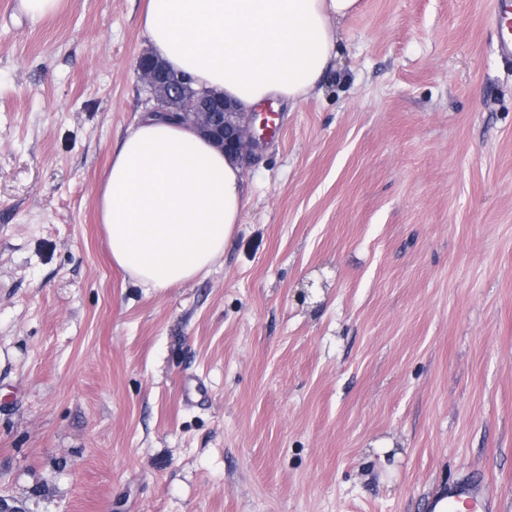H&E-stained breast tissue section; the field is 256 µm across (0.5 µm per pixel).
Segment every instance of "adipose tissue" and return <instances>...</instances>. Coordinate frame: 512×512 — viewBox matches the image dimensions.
<instances>
[{
  "label": "adipose tissue",
  "mask_w": 512,
  "mask_h": 512,
  "mask_svg": "<svg viewBox=\"0 0 512 512\" xmlns=\"http://www.w3.org/2000/svg\"><path fill=\"white\" fill-rule=\"evenodd\" d=\"M361 8L362 0H147L141 25L171 70L248 113L314 90L338 55L336 23ZM248 200L241 160L146 112L112 150L99 211L113 263L139 287L164 290L211 273Z\"/></svg>",
  "instance_id": "1"
}]
</instances>
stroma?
<instances>
[{"instance_id":"35a3bbf8","label":"stroma","mask_w":512,"mask_h":512,"mask_svg":"<svg viewBox=\"0 0 512 512\" xmlns=\"http://www.w3.org/2000/svg\"><path fill=\"white\" fill-rule=\"evenodd\" d=\"M496 0H363L207 277L140 288L98 189L144 0H0V496L24 512H512V62ZM510 14H512V1L497 0L495 10L489 17V22L493 23L497 29L500 51L507 60L512 59V39L505 31L504 23L512 32V21H508ZM443 499H448V512H452L454 503L461 499L465 500L470 512H493L490 487L482 478H471L449 485L442 497L430 499L428 509L435 512L437 504Z\"/></svg>"}]
</instances>
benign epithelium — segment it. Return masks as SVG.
Returning <instances> with one entry per match:
<instances>
[{"instance_id":"obj_1","label":"benign epithelium","mask_w":512,"mask_h":512,"mask_svg":"<svg viewBox=\"0 0 512 512\" xmlns=\"http://www.w3.org/2000/svg\"><path fill=\"white\" fill-rule=\"evenodd\" d=\"M137 70L146 86L152 111L194 127L218 147L248 163L262 148L273 111L244 116L218 93H199L191 79L168 69L148 53L137 57Z\"/></svg>"}]
</instances>
